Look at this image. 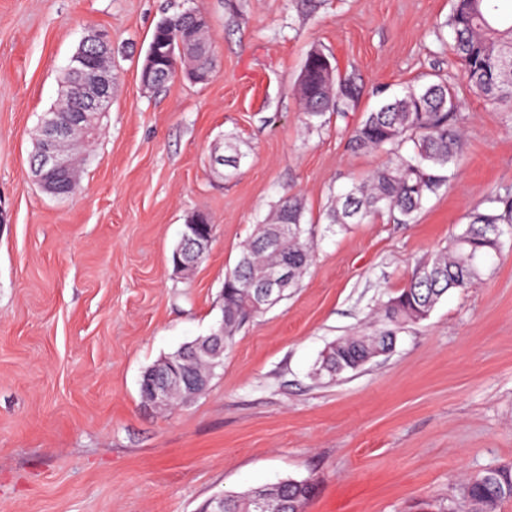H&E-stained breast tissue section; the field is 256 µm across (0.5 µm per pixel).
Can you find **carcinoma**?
I'll return each instance as SVG.
<instances>
[{"mask_svg": "<svg viewBox=\"0 0 512 512\" xmlns=\"http://www.w3.org/2000/svg\"><path fill=\"white\" fill-rule=\"evenodd\" d=\"M448 64L461 67L460 80L466 88L500 112H512V11L501 0H453L448 16ZM150 42L171 56L144 58L140 79L156 88L168 80L170 66L189 61L194 65V82L203 83L215 72L216 56L207 30L196 28L185 10L165 16L154 27ZM332 56L311 49L299 80L300 101L308 118L327 112H347L359 98L358 88L333 72V80L323 61ZM457 86L440 78L403 88L375 109L364 113L361 122L348 133V149L354 153L382 151L384 163L369 179L336 197L328 209L329 223L344 227L360 224L388 211L398 213L408 224L424 204L448 186L454 167L463 157L464 129L458 114ZM411 150H404L405 145ZM492 207L474 209L466 229L451 246L420 262L401 292L382 308L385 325L371 336H346L328 347L315 374L334 378L362 367L366 351L376 345L391 349L405 326L424 320L450 289H467L479 283L495 267L493 258L502 247L500 225L512 224V197L495 195ZM313 252L311 231L303 224V207L292 195L282 197L270 221L241 247L236 266L224 276L222 313L224 342H229L249 317L272 307L257 294L258 276L268 267L286 261L295 275L294 286L306 269ZM222 346L201 336L171 355L185 367L198 387L207 389L215 369L223 361ZM313 479H285L268 488L266 512H304L315 496ZM464 496L496 512L498 504L512 500V468L501 467L468 482ZM257 491L224 495V512H255Z\"/></svg>", "mask_w": 512, "mask_h": 512, "instance_id": "cac0c4a2", "label": "carcinoma"}]
</instances>
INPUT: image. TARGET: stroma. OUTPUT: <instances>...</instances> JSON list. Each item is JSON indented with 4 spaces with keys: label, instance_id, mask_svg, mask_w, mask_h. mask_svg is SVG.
<instances>
[{
    "label": "stroma",
    "instance_id": "35a3bbf8",
    "mask_svg": "<svg viewBox=\"0 0 512 512\" xmlns=\"http://www.w3.org/2000/svg\"><path fill=\"white\" fill-rule=\"evenodd\" d=\"M452 0H0V512H199L219 494L311 478L305 512H475L461 487L512 466V224L493 275L452 290L394 349L335 380L313 368L376 312L469 213L512 196V121L460 91L464 157L413 222L333 226L336 193L382 154L347 133L383 97L447 76L433 34ZM210 20L217 68L144 87L158 20ZM112 36V104L56 197L32 176L41 115L90 30ZM361 88L351 112L307 119L295 90L307 52ZM234 142V174L214 166ZM314 253L287 297L249 318L207 390L175 407L140 379L221 317L225 273L285 195ZM209 213L202 262L171 253Z\"/></svg>",
    "mask_w": 512,
    "mask_h": 512
}]
</instances>
